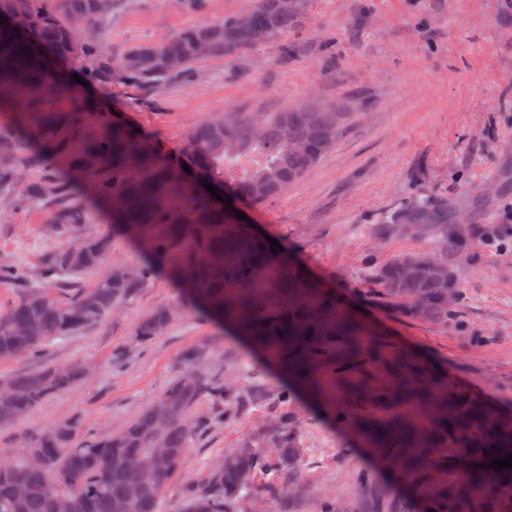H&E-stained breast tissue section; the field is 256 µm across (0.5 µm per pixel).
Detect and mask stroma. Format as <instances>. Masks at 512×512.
Here are the masks:
<instances>
[{
	"label": "stroma",
	"instance_id": "1",
	"mask_svg": "<svg viewBox=\"0 0 512 512\" xmlns=\"http://www.w3.org/2000/svg\"><path fill=\"white\" fill-rule=\"evenodd\" d=\"M253 0H206L204 11L181 0H113L100 45L111 53L164 40L182 28L248 10ZM89 103L75 140L96 137L105 112L125 119L161 155L174 158L202 121L238 112H283L308 103H340L356 120L335 148L296 185L244 209L247 224L276 239L283 257L303 264L359 309L372 343L402 352L503 413L512 412V0H307L303 18L253 48L197 62L189 76L155 91L123 83H72ZM75 203L87 222L78 233L50 231L44 209L0 203V264L38 270L45 256L86 236L111 234L104 267L148 259L145 237L112 235L109 215L76 179ZM481 192L490 202L451 255L464 306L447 327L396 314L372 290L371 269L425 246L418 234L382 235L378 225L413 199L463 206ZM181 291L158 270L120 308L93 326L55 341L41 357L0 362V378L44 365L83 364L90 375L11 427L0 428V454L37 433L75 419L106 435L137 417L187 370L218 371L249 400L224 424L199 436L164 494L161 512H182L186 483L225 453L266 433L283 411L286 388L270 357L204 313L180 308ZM178 307L167 331L140 347L137 324L160 307ZM301 454L295 468L260 473L251 495L227 512H320L325 497L341 512H414L410 485L325 402L295 393ZM368 475L360 484L359 475Z\"/></svg>",
	"mask_w": 512,
	"mask_h": 512
}]
</instances>
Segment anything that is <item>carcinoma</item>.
Returning <instances> with one entry per match:
<instances>
[{"instance_id":"carcinoma-1","label":"carcinoma","mask_w":512,"mask_h":512,"mask_svg":"<svg viewBox=\"0 0 512 512\" xmlns=\"http://www.w3.org/2000/svg\"><path fill=\"white\" fill-rule=\"evenodd\" d=\"M306 0H255L241 15L185 28L161 41H148L104 56L98 34L112 12V0H0V15L28 17L31 39L0 26V112L11 111L21 90L41 93L29 124H0V199L16 207L49 210L48 223L58 233L85 223L84 208L68 202V180L44 170L15 195L23 169L35 163L20 154L18 136L28 133L43 149L68 157L71 166L95 177L97 197L112 210V229L128 237L148 224L165 232L149 240L154 263L131 269L115 266L88 289L72 288L76 278L97 270L111 248L106 236L81 241L82 257L70 249L48 255L37 275L19 265L0 264V282L20 289L17 299L0 310V362L40 356L55 340L101 321L135 295L151 279L155 264L171 253L182 256L174 276L189 288L190 301L217 321L270 355L283 371L310 394L322 392L323 367L342 381L364 360L360 337L365 326L336 303L296 264L275 258L268 242L234 214L215 205L201 191L192 192L179 208L168 204L171 188L183 181L185 167L159 157L134 130L118 118L107 119L105 132L79 147L69 138L73 114L83 105L73 101L60 112L44 100L62 89L42 47L58 60L77 55L98 58L92 80L110 85L118 77L129 85L158 89L188 74L203 58L239 53L278 35L303 17ZM350 113L333 105L262 112L253 117L216 118L192 131L182 156L196 178L224 184L243 204L267 200L297 183L317 164L349 127ZM256 163L237 173V158ZM457 216L448 204L412 200L386 229L421 232L429 251L393 257L374 268L373 279L385 302L401 314L439 326L461 317L463 298L448 265V246L463 243ZM57 290L53 297L47 289ZM174 309L159 308L138 324L134 336L147 346L174 320ZM387 375L374 385H354L352 398L331 406L337 419L359 428L382 449L408 480L424 512H512V468L481 465L445 477L464 458L501 459L512 455V418L495 417L477 398L444 382L403 354L384 357ZM85 376L80 364L47 365L0 379V428L30 414L48 398L64 393ZM231 390L219 374L188 371L171 381L133 421L118 432L78 440L79 422L42 431L33 441L0 460V512H58L56 499L45 493L54 484L68 512H160L163 494L181 470L199 435L231 415ZM204 399L210 412L193 416ZM387 402L425 407L429 423L400 414L372 419L362 413ZM296 414L284 411L272 433L245 442L224 461L206 469L183 488L184 512H226L224 502L252 490V480L267 467L260 449L276 450L282 465L295 467L300 452L294 432ZM173 452V464L149 480L133 461H148L154 449ZM45 458L31 465L29 453ZM25 495L17 496L18 488Z\"/></svg>"}]
</instances>
